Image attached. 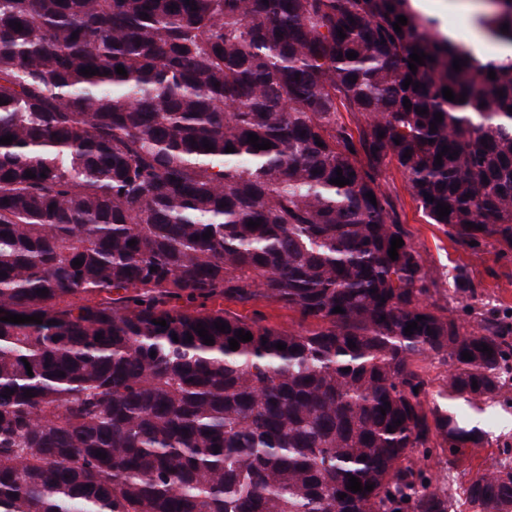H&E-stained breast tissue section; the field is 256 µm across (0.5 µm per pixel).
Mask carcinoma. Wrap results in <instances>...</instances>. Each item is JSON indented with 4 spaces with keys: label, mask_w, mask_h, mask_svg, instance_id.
I'll return each instance as SVG.
<instances>
[{
    "label": "carcinoma",
    "mask_w": 512,
    "mask_h": 512,
    "mask_svg": "<svg viewBox=\"0 0 512 512\" xmlns=\"http://www.w3.org/2000/svg\"><path fill=\"white\" fill-rule=\"evenodd\" d=\"M486 3L477 23L512 49V0ZM437 25L412 0H0V512H457L403 462L439 439L452 469L486 434L424 406L422 362L478 409L509 400L512 342L422 305L375 170L396 163L458 245L512 248V55L477 64ZM258 301L298 327L224 308ZM503 453L471 476L473 512H512Z\"/></svg>",
    "instance_id": "1"
}]
</instances>
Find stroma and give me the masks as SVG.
<instances>
[{
    "label": "stroma",
    "mask_w": 512,
    "mask_h": 512,
    "mask_svg": "<svg viewBox=\"0 0 512 512\" xmlns=\"http://www.w3.org/2000/svg\"><path fill=\"white\" fill-rule=\"evenodd\" d=\"M377 182L389 201L393 216L407 232L421 256L427 273L422 297L430 310L459 318L464 330L493 317L504 332H512V248L488 239L482 251L474 253L457 245L439 224L429 223L411 195L407 178L392 163L377 169ZM467 271L472 292L455 291L453 278ZM479 425L486 432L481 447L469 449L457 468H449L448 453L442 448L415 449L408 463L430 478L463 493L472 472L500 460L504 444L512 445V404L489 402L479 413Z\"/></svg>",
    "instance_id": "obj_1"
}]
</instances>
